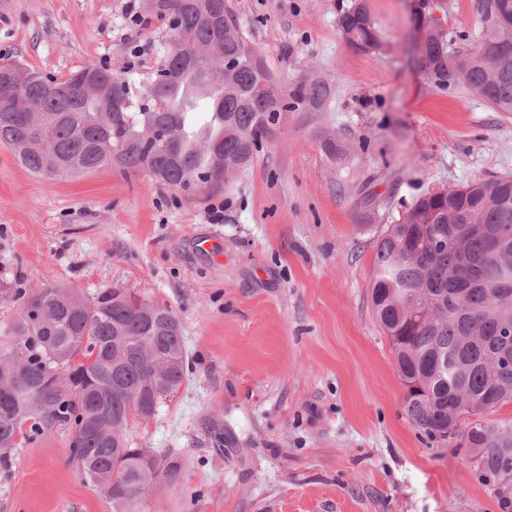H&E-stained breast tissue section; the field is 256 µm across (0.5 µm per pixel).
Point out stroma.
I'll list each match as a JSON object with an SVG mask.
<instances>
[{"mask_svg": "<svg viewBox=\"0 0 512 512\" xmlns=\"http://www.w3.org/2000/svg\"><path fill=\"white\" fill-rule=\"evenodd\" d=\"M479 2L365 0L382 42L360 53L337 28L352 0H227L281 86L322 78L333 94L323 111L286 112L216 186L109 166L38 177L0 144V288H125L180 323L188 378L129 435L180 457L181 477L138 512H501L471 454L409 420L370 298L376 244L420 196L512 175V112L417 67L414 14L462 51ZM171 35L146 0H0V59L54 78L96 64L144 88ZM326 134L347 144L344 165L324 155ZM72 437L19 440L0 512H112Z\"/></svg>", "mask_w": 512, "mask_h": 512, "instance_id": "35a3bbf8", "label": "stroma"}]
</instances>
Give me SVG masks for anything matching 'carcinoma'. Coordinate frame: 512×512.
<instances>
[{"label":"carcinoma","instance_id":"carcinoma-1","mask_svg":"<svg viewBox=\"0 0 512 512\" xmlns=\"http://www.w3.org/2000/svg\"><path fill=\"white\" fill-rule=\"evenodd\" d=\"M157 2L156 13L173 20L169 73L144 94L96 65L72 72L67 94L37 73L17 95L0 82V143L22 167L40 177H73L111 165L173 188L216 185L249 165L282 113L318 112L331 98L325 80H297L284 90L266 64H252L248 57L259 50L226 0H212L224 16L220 28L201 24L190 0ZM337 28L355 51L381 45L361 2L339 15ZM215 42L240 57L222 88L208 79L223 66L221 58L201 62L192 55L197 45ZM476 42L452 56L448 30L434 23L417 59L420 71L439 90L464 84L494 111L512 112V0H482ZM17 96L42 111H11ZM201 97L210 101L202 119L192 112ZM322 149L334 163L347 154L335 135L324 138ZM472 224L512 247V175L419 198L377 242L371 302L391 342L410 421L443 445L461 439L506 507L512 426L490 427L481 418L512 404V362L496 358L502 332L512 329V290L500 291L512 265L466 233ZM0 302L17 307L10 341L0 344V464L8 465L17 436L36 439L64 427L75 432L70 458L115 512H135L155 484L177 481L178 460L155 454L150 467L128 436L142 408H157L187 378L176 315L123 288L90 297L66 284L1 288Z\"/></svg>","mask_w":512,"mask_h":512}]
</instances>
